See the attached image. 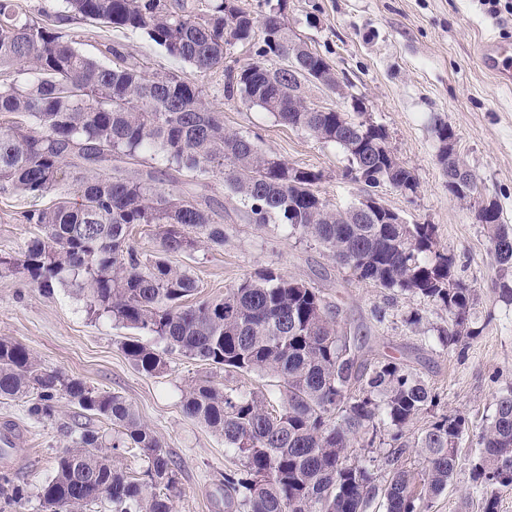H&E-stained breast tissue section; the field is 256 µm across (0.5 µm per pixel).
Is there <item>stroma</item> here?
I'll return each instance as SVG.
<instances>
[{
    "label": "stroma",
    "mask_w": 512,
    "mask_h": 512,
    "mask_svg": "<svg viewBox=\"0 0 512 512\" xmlns=\"http://www.w3.org/2000/svg\"><path fill=\"white\" fill-rule=\"evenodd\" d=\"M287 17L293 33L323 55L345 83L343 98L307 85L308 100L347 112L351 98L361 99L367 117L386 129L397 158L413 170L415 193L387 184L376 193L409 223L435 225L439 245L455 254L456 276L476 293L479 334L466 345L443 346L437 331L447 327V311L420 295L359 281L322 245L287 225L251 222L219 177H202L198 191L224 216L223 246L202 242L170 260L191 270L201 299L221 296L270 267L318 288L328 303L339 306L342 326L358 337L366 368L397 358L439 394L436 413L466 416L469 430L459 445V465L429 512H482L471 461L480 451V425L491 416L497 397L512 387V304L500 301L491 286L496 265L473 206L448 193L435 126L445 123L454 130L458 153L483 197L496 201L503 222L512 225V87L500 85L477 57L485 38L512 44V15L491 14L482 0H288ZM65 31L80 52L104 65L115 64L110 52L115 46L126 62L147 72L174 71L202 86L223 110L227 130L250 136L290 165L322 172L318 190L331 203L345 207L363 195V185L344 177L347 161L338 147L279 122L260 107L226 99L223 70L200 73L140 33L75 22ZM37 205L36 199L0 191V254L19 255L39 235V227L23 219L24 211ZM416 314L422 321L414 326L410 320ZM0 339L23 344L45 369L132 404L177 466L179 492L172 512H224V474L240 466L221 437L184 413L186 390L207 379L279 401L273 376L228 374L167 352L156 337L90 315L85 295L75 287L59 286L46 294L19 272L0 273ZM131 340L164 353L165 372H140L123 349ZM27 408L26 399L0 398V429H10L14 448L28 457L26 466L12 474L22 498L8 502L0 497V512H41L40 488L76 435L73 404L60 402L56 417L45 422L31 418Z\"/></svg>",
    "instance_id": "35a3bbf8"
}]
</instances>
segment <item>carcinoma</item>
<instances>
[{
  "mask_svg": "<svg viewBox=\"0 0 512 512\" xmlns=\"http://www.w3.org/2000/svg\"><path fill=\"white\" fill-rule=\"evenodd\" d=\"M66 21H98L139 32L168 56L207 73L225 68L224 96L240 97L280 122L339 145L345 175L370 162L350 148L360 112H308L305 87L288 74L287 0H264L262 37L255 18L227 0L190 10L184 0H62ZM253 42L255 61L225 66L228 50ZM27 72L19 83L13 74ZM0 190L41 198L71 181L73 192L26 214L41 229L17 256H0V270L19 271L44 292L71 283L87 292L90 311L166 342L167 348L237 374L278 378L280 405L254 392L201 381L183 399L185 414L224 438L240 468L224 474L225 512H366L383 496L386 512H426L448 489L458 445L468 429L461 414L443 413L411 443L404 429L438 406L439 397L395 362L371 371L359 361L356 339L339 322V306L309 285L266 269L195 303L197 281L169 257L201 241L224 244L216 210L187 187L164 183L179 175H219L255 224H287L324 246L336 263L379 288L419 294L448 311L451 327L438 340L458 346L477 335L475 289L454 275L455 256L439 247L433 224L350 223V207L322 197L323 174L295 167L262 151L255 141L224 129V114L204 89L173 72L149 74L133 64L106 66L82 54L56 25L21 16L0 0ZM34 119L33 128L23 118ZM438 162L454 167L446 124L435 128ZM386 129L360 131L372 157H384ZM149 152L161 166L139 161ZM367 185L416 190L413 171L377 165ZM485 230L496 266L498 297L512 303V227L495 202ZM137 226L159 229L155 255L144 258L131 242ZM135 367L164 373L161 354L138 341L125 344ZM29 398V415L55 418L66 399L118 428L107 441L83 427L42 485V512H83L96 502L112 512H172L178 473L154 432L122 396L95 392L80 380L42 368L30 350L0 339V397ZM471 464L483 489V512H496L498 490L512 489V388L496 401ZM393 448L388 478L376 483L370 467L349 460L355 443ZM423 458L421 478L399 464L403 449ZM132 448L147 459L133 478L108 449Z\"/></svg>",
  "mask_w": 512,
  "mask_h": 512,
  "instance_id": "cac0c4a2",
  "label": "carcinoma"
}]
</instances>
